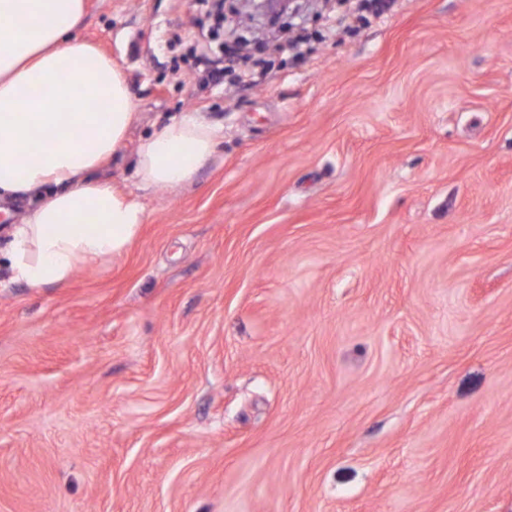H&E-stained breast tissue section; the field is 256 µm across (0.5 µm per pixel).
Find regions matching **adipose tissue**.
Instances as JSON below:
<instances>
[{"label":"adipose tissue","instance_id":"adipose-tissue-1","mask_svg":"<svg viewBox=\"0 0 512 512\" xmlns=\"http://www.w3.org/2000/svg\"><path fill=\"white\" fill-rule=\"evenodd\" d=\"M84 17L85 0H0V202L28 203L8 230V260L33 288L121 254L146 221L125 191L92 177L122 148L136 104L122 69L76 37ZM218 138L192 115L172 119L141 141L139 184L191 182Z\"/></svg>","mask_w":512,"mask_h":512}]
</instances>
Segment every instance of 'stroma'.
I'll return each instance as SVG.
<instances>
[{
    "label": "stroma",
    "mask_w": 512,
    "mask_h": 512,
    "mask_svg": "<svg viewBox=\"0 0 512 512\" xmlns=\"http://www.w3.org/2000/svg\"><path fill=\"white\" fill-rule=\"evenodd\" d=\"M203 0H87L136 118L121 255L0 256V512H512V0L387 18L202 86ZM190 112L197 177L139 188ZM218 130L185 114L140 142L134 174L143 188L176 187L195 179L213 154Z\"/></svg>",
    "instance_id": "35a3bbf8"
}]
</instances>
